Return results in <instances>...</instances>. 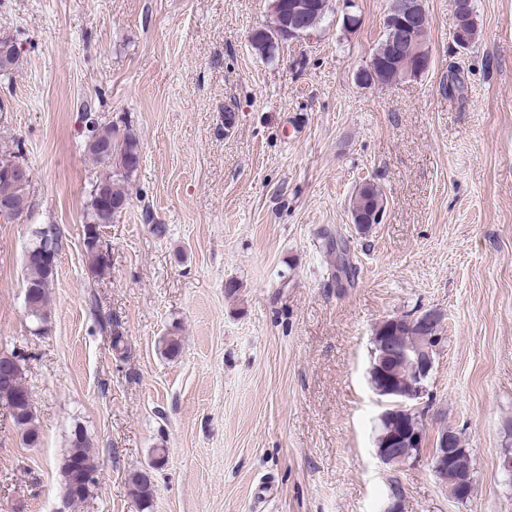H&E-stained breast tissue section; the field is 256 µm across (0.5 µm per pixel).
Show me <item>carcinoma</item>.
<instances>
[{
  "label": "carcinoma",
  "mask_w": 512,
  "mask_h": 512,
  "mask_svg": "<svg viewBox=\"0 0 512 512\" xmlns=\"http://www.w3.org/2000/svg\"><path fill=\"white\" fill-rule=\"evenodd\" d=\"M19 50L0 53V78L9 77L19 67ZM84 151L91 159L105 169L102 176L92 184L83 211L84 246L89 263L100 275L110 268V255L99 245V235L103 224L104 201L112 202V217H117L128 200L127 183L138 168L133 161L139 152V141L131 131L123 139L117 138V130L112 123L98 121L91 124L83 135ZM11 217L19 218L29 212L28 188L17 190L11 196ZM351 212L363 214L364 226L380 223L384 213V198L380 187L374 183L360 185L351 199ZM27 271L25 291L30 293L27 315L36 324L49 323L50 288L54 276L47 272L44 264L33 257H24ZM396 329L401 336V346L413 347L418 342V332L406 318L396 323L383 321L375 329V335L384 336L390 329ZM12 369L11 382L0 386V404L7 408L16 428L22 432L23 440L30 446L40 442V435L34 425V403L31 393L23 384V367L16 354L1 355L0 366ZM98 467L95 464L89 443L80 429L72 434L70 448L60 464L63 481V501L73 506L87 500L98 484ZM130 495L145 510L151 507L154 486L149 476L137 472L130 478Z\"/></svg>",
  "instance_id": "carcinoma-1"
}]
</instances>
